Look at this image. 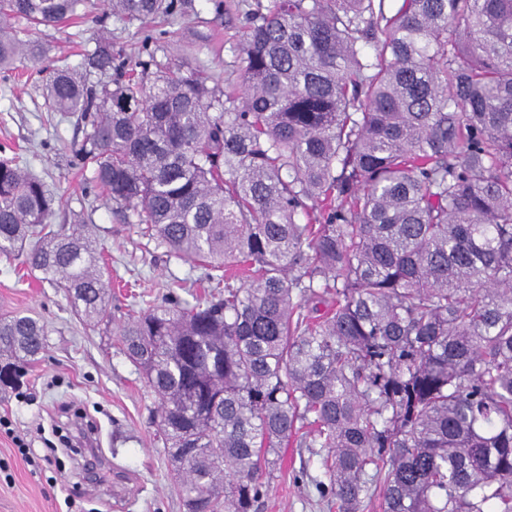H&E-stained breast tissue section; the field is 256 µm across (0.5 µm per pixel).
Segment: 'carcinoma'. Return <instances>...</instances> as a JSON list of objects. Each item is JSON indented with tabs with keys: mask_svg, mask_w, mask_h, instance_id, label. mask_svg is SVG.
Wrapping results in <instances>:
<instances>
[{
	"mask_svg": "<svg viewBox=\"0 0 512 512\" xmlns=\"http://www.w3.org/2000/svg\"><path fill=\"white\" fill-rule=\"evenodd\" d=\"M89 0H0V74L46 55L30 28ZM192 0H105L142 29L101 36L42 82L77 115L73 158L113 211L224 290L119 328L183 500L257 512L295 438L336 512H512V0H267L246 13L239 84L157 61L149 26ZM100 75L93 82L92 74ZM0 157V257L76 314L112 322V269L81 217ZM322 211V221L299 216ZM0 315V383L46 350ZM105 32L112 37L115 50H120L124 57H133L137 53L140 34L137 25H127L110 17L105 23Z\"/></svg>",
	"mask_w": 512,
	"mask_h": 512,
	"instance_id": "carcinoma-1",
	"label": "carcinoma"
}]
</instances>
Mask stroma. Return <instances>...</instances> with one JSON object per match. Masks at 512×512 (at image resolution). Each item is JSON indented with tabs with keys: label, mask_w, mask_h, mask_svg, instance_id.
I'll list each match as a JSON object with an SVG mask.
<instances>
[{
	"label": "stroma",
	"mask_w": 512,
	"mask_h": 512,
	"mask_svg": "<svg viewBox=\"0 0 512 512\" xmlns=\"http://www.w3.org/2000/svg\"><path fill=\"white\" fill-rule=\"evenodd\" d=\"M255 2L222 0L217 12L212 0H195L193 12L165 26L168 61L188 57L221 85L237 83L236 46ZM103 11L102 0H92L84 19L37 30L47 63L79 66L82 50L103 33L134 56L136 26L103 19ZM81 137L75 118L47 110L34 67L0 80V146L44 178L57 214L80 212L92 225L112 269L116 324L170 294L187 301L202 295V270L143 238L72 165L70 148ZM1 309L38 318L47 347L16 387L0 389V422H9L0 425V512H185L152 394L114 326L86 328L63 291L29 275L17 259L0 258ZM15 433L26 438L30 455L18 451ZM320 476L314 449H281L259 512H331L315 486Z\"/></svg>",
	"instance_id": "1"
}]
</instances>
